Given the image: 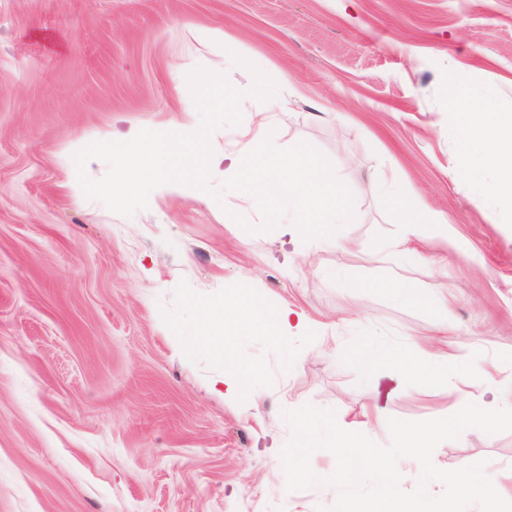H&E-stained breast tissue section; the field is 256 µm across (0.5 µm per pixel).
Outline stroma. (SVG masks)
I'll return each instance as SVG.
<instances>
[{
    "instance_id": "1",
    "label": "stroma",
    "mask_w": 512,
    "mask_h": 512,
    "mask_svg": "<svg viewBox=\"0 0 512 512\" xmlns=\"http://www.w3.org/2000/svg\"><path fill=\"white\" fill-rule=\"evenodd\" d=\"M221 29L200 43L185 27ZM243 64L233 62V55ZM224 73L243 123L252 68L288 111L274 146L307 142L352 191L345 228L360 251L281 230L252 234L256 203L149 198L125 217L75 204L60 154L184 118L195 103L172 71ZM490 95L512 113V0H0V512H316L337 491H287L280 456L292 402L333 410L340 427L447 417L449 384L498 407L467 362L512 373V205L473 183L460 160L449 93ZM386 188L369 192V177ZM448 220L445 235L398 264L388 187ZM398 277L429 300L395 301ZM249 293L302 311L307 330L277 342L240 337L255 396L231 403L195 301ZM448 299L460 335L432 348L447 376L368 370L363 338L418 356ZM486 461L512 500V431L476 428L436 448L435 467Z\"/></svg>"
}]
</instances>
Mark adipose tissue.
<instances>
[{"instance_id": "adipose-tissue-1", "label": "adipose tissue", "mask_w": 512, "mask_h": 512, "mask_svg": "<svg viewBox=\"0 0 512 512\" xmlns=\"http://www.w3.org/2000/svg\"><path fill=\"white\" fill-rule=\"evenodd\" d=\"M457 113V134L462 147L461 160L473 181H481L486 171L499 175L495 193L512 201V113L494 111L491 102L479 101L465 105L459 101L449 104ZM392 223L400 232L386 246L388 255L397 261L415 253L421 228L442 225L441 216L411 195L397 193L389 211ZM198 314L208 336L211 352L224 357V370L210 381L212 391L235 402L250 393L249 381L256 371L249 363L229 357L228 348L246 333L264 335L282 341L306 327L301 312L281 306L270 311L256 298L236 293L225 296L223 303L199 302Z\"/></svg>"}]
</instances>
